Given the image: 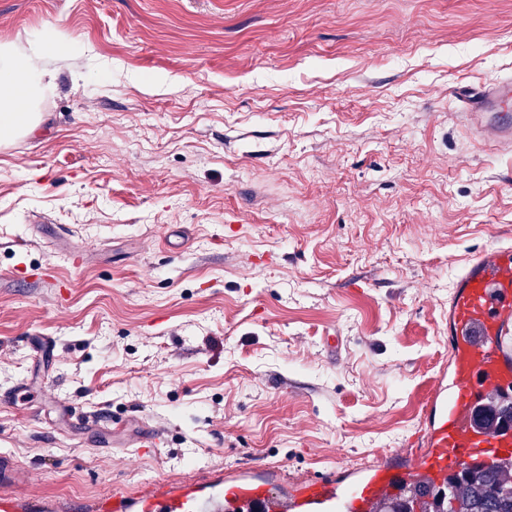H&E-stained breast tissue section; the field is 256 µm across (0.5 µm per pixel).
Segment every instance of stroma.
I'll use <instances>...</instances> for the list:
<instances>
[{
    "label": "stroma",
    "mask_w": 512,
    "mask_h": 512,
    "mask_svg": "<svg viewBox=\"0 0 512 512\" xmlns=\"http://www.w3.org/2000/svg\"><path fill=\"white\" fill-rule=\"evenodd\" d=\"M57 33L39 127L0 147L20 494L404 452L453 280L512 246V143L452 94L512 77V0H0L17 55Z\"/></svg>",
    "instance_id": "35a3bbf8"
}]
</instances>
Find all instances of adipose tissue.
I'll return each mask as SVG.
<instances>
[{"instance_id":"adipose-tissue-1","label":"adipose tissue","mask_w":512,"mask_h":512,"mask_svg":"<svg viewBox=\"0 0 512 512\" xmlns=\"http://www.w3.org/2000/svg\"><path fill=\"white\" fill-rule=\"evenodd\" d=\"M50 75L46 67L18 60L9 45L0 44V139L36 126L31 107Z\"/></svg>"}]
</instances>
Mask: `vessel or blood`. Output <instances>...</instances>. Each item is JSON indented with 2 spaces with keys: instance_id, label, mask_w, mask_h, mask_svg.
I'll return each instance as SVG.
<instances>
[{
  "instance_id": "obj_1",
  "label": "vessel or blood",
  "mask_w": 512,
  "mask_h": 512,
  "mask_svg": "<svg viewBox=\"0 0 512 512\" xmlns=\"http://www.w3.org/2000/svg\"><path fill=\"white\" fill-rule=\"evenodd\" d=\"M456 97L483 119L487 138L512 137L511 78L459 88ZM496 397L512 402V248L491 246L468 260L448 294V364L436 377L404 464L382 459L282 484L237 469L214 472L135 493L110 492L89 512H230L241 503L252 512H372L376 501L410 482L425 493L465 468L511 458L512 423L489 409ZM26 477L10 456L0 455V512H55L54 502L16 495Z\"/></svg>"
}]
</instances>
